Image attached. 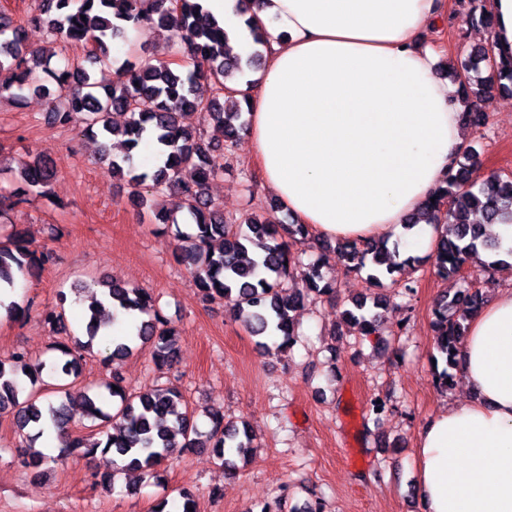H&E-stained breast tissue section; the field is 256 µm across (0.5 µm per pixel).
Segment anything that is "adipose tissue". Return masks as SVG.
Masks as SVG:
<instances>
[{
	"instance_id": "adipose-tissue-1",
	"label": "adipose tissue",
	"mask_w": 512,
	"mask_h": 512,
	"mask_svg": "<svg viewBox=\"0 0 512 512\" xmlns=\"http://www.w3.org/2000/svg\"><path fill=\"white\" fill-rule=\"evenodd\" d=\"M439 0H260L271 54L243 131L266 182L322 238L403 232L442 184L467 134L422 33ZM469 396L417 433L422 512H512V290L471 318L460 352Z\"/></svg>"
}]
</instances>
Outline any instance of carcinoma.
<instances>
[{
    "label": "carcinoma",
    "instance_id": "obj_1",
    "mask_svg": "<svg viewBox=\"0 0 512 512\" xmlns=\"http://www.w3.org/2000/svg\"><path fill=\"white\" fill-rule=\"evenodd\" d=\"M470 3L464 24L491 29L492 17L480 0ZM246 23L255 47L243 58L229 53V34L205 7V0H32L27 24L47 28L57 43L88 48L90 63L109 60L112 43L125 38L128 27L151 24L173 33L177 52L194 60L196 67L182 73L168 62L136 66L127 61L120 65L113 84L102 85L83 63L66 58L55 76L57 88L52 89L37 79L36 71H52L57 52L28 46L23 26L0 12V97L6 92L17 101L28 90L40 91L48 100L49 124L76 128L81 136L94 140L122 136V154L102 155L107 172L132 188L131 200L138 207L154 192L173 194L175 200L160 215V222L175 227L174 256L185 266L191 287L205 302L231 303L236 318L259 338L263 352L276 355L301 342L295 312L305 300L329 297L336 289L324 281L320 261L305 264L290 251L283 225L275 217L279 205L264 207L263 215L250 212L242 220L230 219L207 194V185L220 175L211 153L232 151L238 135L241 112L235 95L246 99L256 85L247 79L245 90L238 93L226 87L227 75L234 71L245 76L261 65L268 52L259 26L251 18ZM454 76L470 103L497 86L512 92V57L492 56L482 47L464 49L456 56ZM200 82L211 86V97L196 94L194 87ZM114 110L126 115L123 125L113 122ZM206 123L222 130L223 142L204 138ZM144 140L152 141L164 156L151 172L140 171L133 163V151ZM476 156L473 146L462 149L426 208L427 222L451 230L436 243V273L461 282L453 295L445 293L438 299L432 312L434 348L444 363L436 384L444 390L459 377L468 315L486 301L483 289L472 286L464 271L477 269L488 284L492 271L505 264L500 254L512 258V248H503L483 232L485 224H512V174L491 175L477 186L471 179ZM53 177L54 171L39 156L23 164L10 192L13 204L26 202L35 187L47 193ZM180 211L192 220L188 231L176 223L174 215ZM324 246L348 271L365 274L372 287L413 292L411 286L401 284V276L419 259L397 261L398 243L390 248L386 238L345 239ZM481 251L486 259L474 262L473 256ZM52 259L51 251L29 249L22 234L15 232L10 244L0 243V290L15 288L16 278L34 275ZM290 287L294 291H288ZM83 288L90 292V302L80 332L67 327L61 304L40 313L54 332L65 334L47 358L34 359L23 350L13 351L6 361L0 358V414L12 418L20 465L39 470L71 456L92 459L99 449L110 452L121 464H113L112 475L102 477L100 485L107 492L115 486V475L139 471L154 477L158 467L187 448H206L228 472H235L233 457L253 447L252 431L211 408L205 411L209 430L202 432L196 412L173 385L156 383L133 392L122 385L119 360L123 358L146 353L161 373L179 362V332L156 308L153 295L114 279H92ZM390 303L391 296L383 292L355 299L353 308L345 310L344 321L363 335H376ZM99 336L112 337V347L94 350ZM88 356L99 358L109 375L76 399L66 380L80 376L81 363ZM77 409L94 421L112 424L106 440L74 437L55 456L35 449L45 425L69 426Z\"/></svg>",
    "mask_w": 512,
    "mask_h": 512
}]
</instances>
